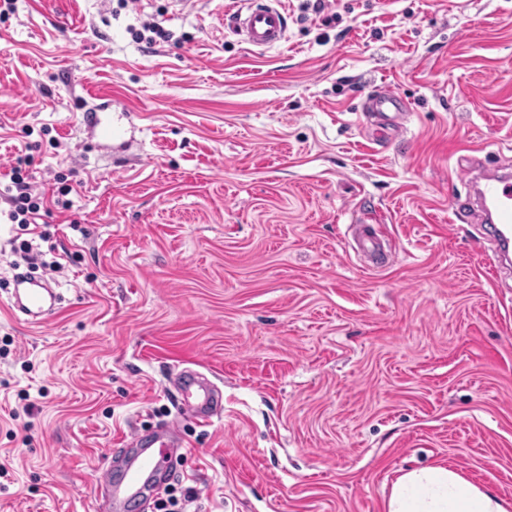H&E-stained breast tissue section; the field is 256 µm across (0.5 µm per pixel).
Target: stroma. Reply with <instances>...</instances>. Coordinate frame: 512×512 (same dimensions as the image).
I'll return each mask as SVG.
<instances>
[{
	"label": "stroma",
	"instance_id": "obj_1",
	"mask_svg": "<svg viewBox=\"0 0 512 512\" xmlns=\"http://www.w3.org/2000/svg\"><path fill=\"white\" fill-rule=\"evenodd\" d=\"M282 0L281 45L234 35L240 0H14L0 16V176L71 184L44 221L49 323L14 312L0 223V512H101L108 449L178 423L191 512H385L398 472L448 462L512 503V288L454 220L462 146L512 158V0ZM158 24L169 40L133 33ZM408 107L381 144L362 114ZM134 110L94 148L79 109ZM394 258L368 261L353 227ZM223 394L195 425L173 385ZM363 112L374 115L377 119L374 126L381 133L388 130L397 133L407 116L402 98L395 91L385 88L373 90L366 97Z\"/></svg>",
	"mask_w": 512,
	"mask_h": 512
}]
</instances>
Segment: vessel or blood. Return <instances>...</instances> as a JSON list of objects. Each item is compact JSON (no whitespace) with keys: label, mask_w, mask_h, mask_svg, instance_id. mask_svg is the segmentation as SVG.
I'll return each instance as SVG.
<instances>
[{"label":"vessel or blood","mask_w":512,"mask_h":512,"mask_svg":"<svg viewBox=\"0 0 512 512\" xmlns=\"http://www.w3.org/2000/svg\"><path fill=\"white\" fill-rule=\"evenodd\" d=\"M245 14L235 17L236 32L254 49L281 44L288 31V14L279 0H244ZM364 112L373 114L380 132L399 131L407 116L402 98L390 89L372 91L363 103ZM100 146H108L125 133L121 122L89 107L82 114ZM466 171H478L477 193L485 220L491 224L501 252L512 249V181L498 167L483 165L480 158H465ZM58 294L50 288H27L17 295L14 307L28 322H46L54 311ZM174 385L183 403L193 405L198 424L205 425L223 410L219 393L190 370L181 371ZM188 454V446L174 424L155 427L149 435L133 434L120 458L106 457V471L98 489L105 512H129L161 492V473L175 472Z\"/></svg>","instance_id":"b4317fda"}]
</instances>
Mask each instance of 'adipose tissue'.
Here are the masks:
<instances>
[{
	"label": "adipose tissue",
	"mask_w": 512,
	"mask_h": 512,
	"mask_svg": "<svg viewBox=\"0 0 512 512\" xmlns=\"http://www.w3.org/2000/svg\"><path fill=\"white\" fill-rule=\"evenodd\" d=\"M386 512H512L445 463L406 471L392 483Z\"/></svg>",
	"instance_id": "ef3b65f1"
}]
</instances>
